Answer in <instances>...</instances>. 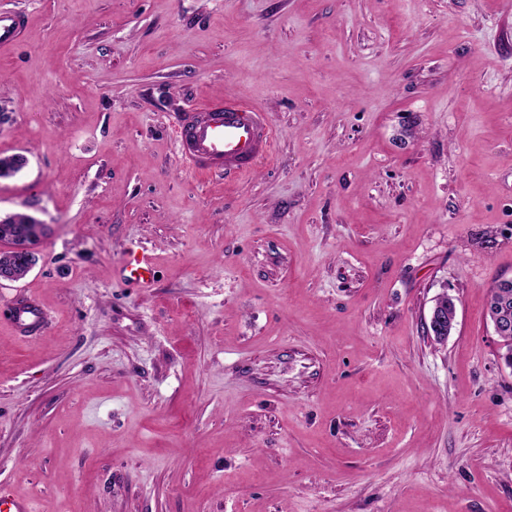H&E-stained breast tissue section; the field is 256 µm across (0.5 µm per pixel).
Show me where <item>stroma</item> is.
Listing matches in <instances>:
<instances>
[{
  "instance_id": "1",
  "label": "stroma",
  "mask_w": 512,
  "mask_h": 512,
  "mask_svg": "<svg viewBox=\"0 0 512 512\" xmlns=\"http://www.w3.org/2000/svg\"><path fill=\"white\" fill-rule=\"evenodd\" d=\"M0 486L36 512H512V0H0ZM240 95L270 160L199 179ZM156 261L143 288L127 247ZM456 298L439 342L429 311ZM24 31V16L21 14H0V48L16 44ZM177 151L201 178L247 176L268 160L274 129L264 112L237 99L204 103L172 123ZM36 225L29 226L26 230H12L11 225L0 218V240L10 245V251L19 255L27 264L28 272L32 270L38 261L36 245L41 239L42 222L35 218ZM8 230V232H7ZM25 263L20 258L7 251L0 252V270H8L18 277L24 276ZM10 321L24 331H37L45 327L44 311L35 299L25 301L12 300L7 304Z\"/></svg>"
}]
</instances>
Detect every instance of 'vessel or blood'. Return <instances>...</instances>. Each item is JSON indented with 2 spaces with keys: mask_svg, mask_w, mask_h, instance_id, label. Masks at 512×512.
Returning <instances> with one entry per match:
<instances>
[{
  "mask_svg": "<svg viewBox=\"0 0 512 512\" xmlns=\"http://www.w3.org/2000/svg\"><path fill=\"white\" fill-rule=\"evenodd\" d=\"M23 31V15L0 14V48L16 44ZM172 132L188 171L201 178L249 175L271 157L274 148V129L267 115L232 98L179 114ZM123 269L130 281L142 285L150 284L154 274L151 259L133 251ZM8 308L11 322L22 330L36 331L45 325L36 300H13Z\"/></svg>",
  "mask_w": 512,
  "mask_h": 512,
  "instance_id": "vessel-or-blood-1",
  "label": "vessel or blood"
}]
</instances>
